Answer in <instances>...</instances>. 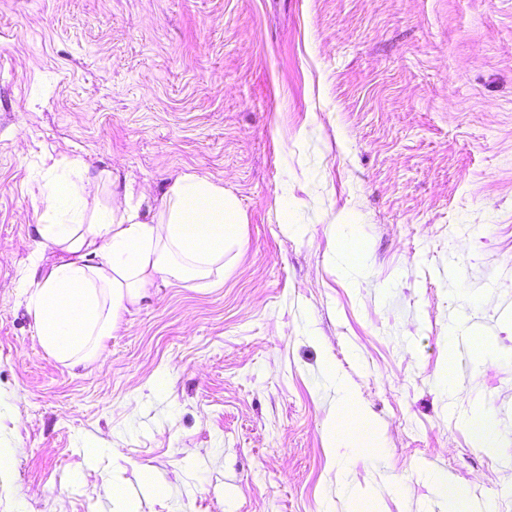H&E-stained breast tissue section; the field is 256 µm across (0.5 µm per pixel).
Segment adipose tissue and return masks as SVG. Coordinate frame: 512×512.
I'll return each mask as SVG.
<instances>
[{"label": "adipose tissue", "instance_id": "adipose-tissue-1", "mask_svg": "<svg viewBox=\"0 0 512 512\" xmlns=\"http://www.w3.org/2000/svg\"><path fill=\"white\" fill-rule=\"evenodd\" d=\"M35 231L55 259L26 300L43 347L76 367L105 362L106 341L157 282L224 272V247L241 222L223 185L194 173L154 197L74 162L42 195Z\"/></svg>", "mask_w": 512, "mask_h": 512}]
</instances>
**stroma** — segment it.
<instances>
[{
  "label": "stroma",
  "mask_w": 512,
  "mask_h": 512,
  "mask_svg": "<svg viewBox=\"0 0 512 512\" xmlns=\"http://www.w3.org/2000/svg\"><path fill=\"white\" fill-rule=\"evenodd\" d=\"M76 160L243 222L74 369L22 272ZM0 448V512H512V0H0Z\"/></svg>",
  "instance_id": "1"
}]
</instances>
